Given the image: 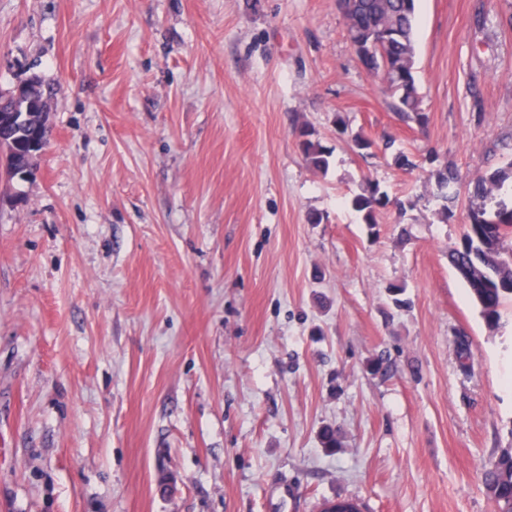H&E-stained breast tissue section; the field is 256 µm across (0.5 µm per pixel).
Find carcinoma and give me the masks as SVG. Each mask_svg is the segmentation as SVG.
<instances>
[{
	"instance_id": "cac0c4a2",
	"label": "carcinoma",
	"mask_w": 512,
	"mask_h": 512,
	"mask_svg": "<svg viewBox=\"0 0 512 512\" xmlns=\"http://www.w3.org/2000/svg\"><path fill=\"white\" fill-rule=\"evenodd\" d=\"M346 31L354 32L373 50L364 60L372 74L381 77L385 90L395 100V110L406 121L425 123L416 79V0H357L355 10L346 15ZM300 148L307 164L326 172L331 151L320 140L303 131ZM433 192L448 200V188L457 182L454 167L445 165L431 172ZM512 193V162L487 172L470 184L472 208L460 244L450 251L451 262L480 310L486 325L500 322V307L512 295V223L492 239L479 224L487 212L486 203L503 205L499 197ZM389 204V197L378 184L366 183L362 192L350 199L351 208L361 215L369 228L378 224L379 212ZM482 483L491 496L495 512H512V448H506L482 465Z\"/></svg>"
}]
</instances>
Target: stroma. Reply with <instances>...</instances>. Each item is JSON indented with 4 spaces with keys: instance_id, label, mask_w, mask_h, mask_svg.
<instances>
[{
    "instance_id": "stroma-1",
    "label": "stroma",
    "mask_w": 512,
    "mask_h": 512,
    "mask_svg": "<svg viewBox=\"0 0 512 512\" xmlns=\"http://www.w3.org/2000/svg\"><path fill=\"white\" fill-rule=\"evenodd\" d=\"M416 67L421 126L337 0H0V92L39 74L53 133L0 192V512H495L512 299L489 328L448 254L512 159V0H418ZM300 136V148L307 164L314 170L325 173L330 165V149L306 131H302ZM431 177L435 181L434 187H432L434 194L442 200L448 201V188L458 180L456 169L447 164L433 170ZM389 204V197L377 183L367 182L362 192L350 199L351 208L361 215L364 224L372 230L378 224V214Z\"/></svg>"
}]
</instances>
